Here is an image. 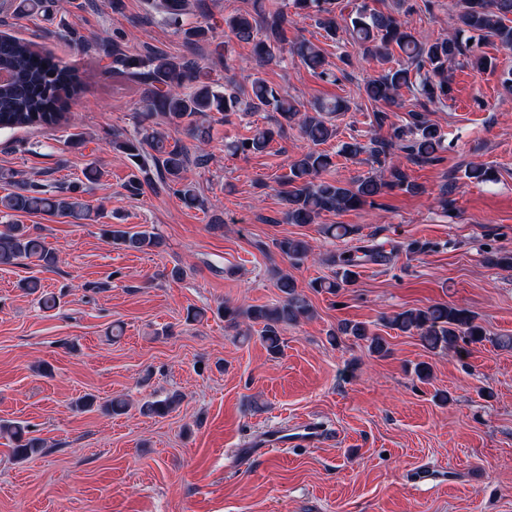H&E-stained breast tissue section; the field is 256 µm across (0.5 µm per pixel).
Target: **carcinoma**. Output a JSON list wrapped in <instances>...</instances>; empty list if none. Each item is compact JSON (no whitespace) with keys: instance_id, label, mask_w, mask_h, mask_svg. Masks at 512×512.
I'll list each match as a JSON object with an SVG mask.
<instances>
[{"instance_id":"obj_1","label":"carcinoma","mask_w":512,"mask_h":512,"mask_svg":"<svg viewBox=\"0 0 512 512\" xmlns=\"http://www.w3.org/2000/svg\"><path fill=\"white\" fill-rule=\"evenodd\" d=\"M291 5L279 0H254L253 11L224 17V26L240 42L252 45L259 65L274 61L290 50L321 79L335 82L336 75L324 68V56L314 43L303 40L288 45V25L294 18H313L326 36L336 38L339 24L336 12L344 11L340 0H290ZM460 26L446 37L422 41L408 30L399 18L372 11L362 4L347 15L345 29L352 43L381 64L391 61L393 50H399L403 63L389 67L369 79L363 86L366 98L376 104L400 106L403 92L418 102L447 103L451 95L448 64L458 58L476 69L493 65L492 58L478 54L468 41L492 40L512 49V0H460ZM169 24L184 35L185 42L196 46L201 42L214 43L210 26L184 27L183 16L191 7L190 0H159ZM293 15H288V8ZM123 37L103 39L99 49L112 56V72L120 73L139 84L142 89V114L149 117L164 115L171 124L182 127L199 144L210 140V123L214 115L228 122L240 112H274V126L256 128L253 134L225 144L232 154H261L268 150L274 137L287 135L296 129L309 143V148L296 155L288 165L283 191L287 206L285 219L290 224H313L324 213L356 210L376 205V198L387 190L398 188L413 191L417 185L402 164H386L394 149L406 154L414 163L429 164L441 161L444 134L420 110H410V133L393 130L388 136H375L367 142L352 138L341 144L340 153L348 159L367 155L378 165L369 176L343 185L325 177L332 165L328 154L317 149L336 135L330 115L345 112V100H317L308 110L288 92L271 85L256 70L243 76L245 84L233 81L221 85L200 80L202 68L194 56L174 57L160 52H149L143 57L126 54ZM0 69L9 73V80L0 83V129L17 127L56 126L67 121L66 98L76 91V78L62 61L43 53L20 38L0 36ZM112 148L124 154L136 173L124 185L126 194L138 197L144 186L165 191L177 197L188 207H203L204 201L191 186L183 183V173L189 160L188 149L179 142L169 143L150 126L139 125L129 135H116ZM13 190L0 196V219L7 220L0 231V266H12L22 258H34L41 266L50 268L57 262L56 253L39 236H34L23 224L15 223L22 215L48 213L74 220L89 216L90 205L82 199L85 188L70 184L59 194L44 185L25 180L12 181ZM102 235L120 249L154 250L161 239L148 230L131 232L123 224H106ZM286 258L300 262L310 253L308 244L299 239L284 238L276 242ZM356 272L343 268L332 280H321L312 287L334 294L339 288L354 282ZM278 288L284 298L273 305L251 306L245 310L226 305L224 320L234 323L243 317L261 325L260 339L267 352L277 356L282 350L281 331L284 326L310 314L306 299L297 292L288 275L279 278ZM387 327L404 334L417 335L427 348L452 349L458 343H479L485 339L483 327L467 309L448 304L427 308H412L386 319ZM345 335L366 342L370 352L379 356L389 353L382 336L369 332L361 323H347L341 329ZM180 398L173 394L163 399L144 402L140 412L147 416L163 417L176 407ZM0 434L13 443L15 460L27 461L46 452L43 439L31 434L28 427L12 421L0 422Z\"/></svg>"}]
</instances>
